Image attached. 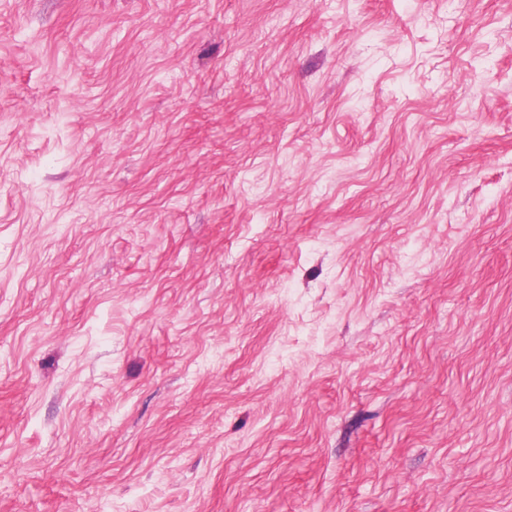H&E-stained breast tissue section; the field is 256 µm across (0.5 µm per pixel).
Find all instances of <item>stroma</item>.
Instances as JSON below:
<instances>
[{
    "mask_svg": "<svg viewBox=\"0 0 512 512\" xmlns=\"http://www.w3.org/2000/svg\"><path fill=\"white\" fill-rule=\"evenodd\" d=\"M0 512H512V0H0Z\"/></svg>",
    "mask_w": 512,
    "mask_h": 512,
    "instance_id": "obj_1",
    "label": "stroma"
}]
</instances>
